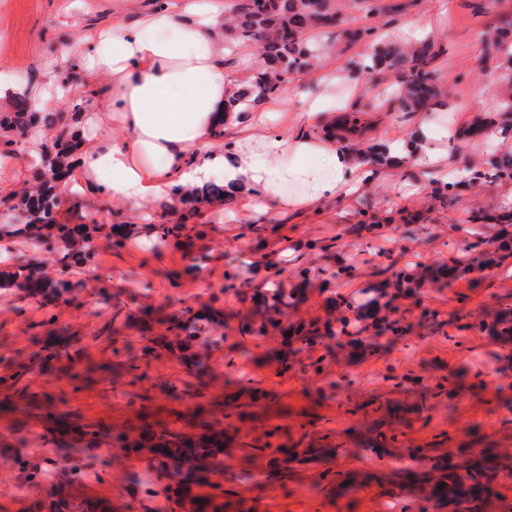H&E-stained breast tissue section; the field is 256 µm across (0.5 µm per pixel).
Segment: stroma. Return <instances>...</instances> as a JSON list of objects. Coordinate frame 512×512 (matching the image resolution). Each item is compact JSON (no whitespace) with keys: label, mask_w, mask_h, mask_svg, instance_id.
<instances>
[{"label":"stroma","mask_w":512,"mask_h":512,"mask_svg":"<svg viewBox=\"0 0 512 512\" xmlns=\"http://www.w3.org/2000/svg\"><path fill=\"white\" fill-rule=\"evenodd\" d=\"M113 0H0V75L16 71L14 90L39 84L59 66L60 35L77 39L88 27L112 21ZM380 11L357 16L398 41H434L441 53L440 107L431 119L448 130V151L490 170L500 148L465 136L471 123L498 112L502 83L512 77L504 61H484L481 42L491 22L512 15V0H374ZM512 218V181L487 179L439 192L427 172L407 165L386 171L355 201L331 213L283 217L259 214L257 232L234 208L204 212L185 232L196 246L133 236L115 247L98 240L95 256L72 265L70 288L44 300L18 288H0V512H35L51 480L33 484L24 461L47 466L64 461L81 472L71 487L81 500L110 503L112 512H155L157 500H140L132 475L153 478L145 458L113 457L106 449L72 453L48 444L54 419L73 418L109 428L130 425L140 407L153 419L186 428L205 406L222 415L225 405L250 417L224 451L247 480H225L226 512H419L416 485L400 483V460L410 448L477 456L484 448L512 454V342L489 326L512 309V258L490 276L456 269L461 255L484 260L482 226ZM280 270L286 290L305 287L288 309L292 323H335L349 308L377 301L396 332L371 325L362 337L336 334L314 350L296 353L291 369L275 357L282 338L242 333L241 317L261 316L250 296L225 290L226 275L249 287L269 275L261 258ZM455 268L450 283L424 285L410 298H394L397 273ZM211 315L196 346L203 378L176 357L151 359L142 381L124 369L126 352L146 337L163 336L158 314L185 309ZM484 330H475V323ZM60 357L35 360L46 348ZM322 361L309 368L310 358ZM444 385L439 397L425 389ZM408 418L398 444L374 449L382 423ZM288 428L289 442L331 433V447L317 464H289L283 480L267 477L265 461L246 463L241 442L262 437L269 426ZM350 478L342 493L319 485L321 472Z\"/></svg>","instance_id":"1"}]
</instances>
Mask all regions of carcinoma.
<instances>
[{
    "label": "carcinoma",
    "mask_w": 512,
    "mask_h": 512,
    "mask_svg": "<svg viewBox=\"0 0 512 512\" xmlns=\"http://www.w3.org/2000/svg\"><path fill=\"white\" fill-rule=\"evenodd\" d=\"M356 9L369 16L378 10L368 0H234L230 22L224 24V40L227 45L235 42H248L258 49L259 64L251 82L231 100L229 109L244 112L257 103L279 95L282 87L295 75L314 66L319 48L311 43L307 34L331 23L339 25L346 19L348 10ZM512 24L499 27L486 38L481 52L488 58H496L503 46L511 44L509 33ZM342 34L355 42L373 45L370 64L363 67L369 74L391 71L397 78L396 101L411 112H428L436 105L440 94L434 62L438 56L435 44L423 39L417 44L402 47L394 43L381 45V36L375 27H359L353 32ZM44 128H55L54 137L41 142V169L37 172L38 186L34 191L23 192V197L0 198V207L17 213L12 223L14 232L26 236L34 248H39L43 240L31 234V230L52 227L56 236L69 235L70 225L59 221L62 199L57 192L59 183L66 179L73 165L72 150L76 143L71 140L73 133L68 121L57 112H33L27 96L14 97L11 111L0 114V146L7 150L20 147ZM512 179V155L503 154L493 163V172L487 174L476 170L472 180L488 178ZM174 198L183 206V219L190 220L199 215L205 206L213 204L216 198L226 195L224 186L210 184L203 188L184 190L175 187ZM113 239L120 246L124 239V226L121 224L92 225L86 233L80 253L75 256L78 262L90 260L95 253L94 234ZM36 259L14 264L12 278L22 280L21 286L33 295L56 294L59 289L70 288L66 280L55 282L33 276ZM251 299L265 309V321L259 328L244 325V330L257 336H265L271 330L288 335V328L282 325L284 308L289 306L288 295L282 282L268 280L263 287L253 289ZM201 320L199 314L187 309L183 315L169 320L168 330L185 333L181 339L179 352L186 364L196 368L197 377L205 373V366L196 360L193 351L196 334L194 325ZM330 333L329 327H321L317 322L298 329L292 341L308 350L322 344ZM171 350L165 337L151 339V344L143 346L141 354L127 358L126 370L139 369V360L157 358L163 351ZM243 418V413L227 409L224 420L209 421L194 414L201 433L190 436L166 425H156L149 420V412L142 409L141 419L130 428L111 430L106 433L108 445L125 448L130 453L147 450L160 458V469L156 479L164 482L166 512H223L224 486L210 481L214 474L226 478L224 472V438L238 432L235 421ZM62 434L67 438V447L77 453H85L100 447L101 431L86 425H78L65 417L60 421ZM288 436V429L275 426L264 432L265 442L246 443L248 455L267 459L273 469H279L289 462L307 461L318 453L312 445L298 450L285 448L277 442ZM408 458H424L433 473V484L421 489V499H436L446 505L450 512H487L500 498L502 482L512 481V455L497 448H485L476 458L454 465L443 456H428L424 448H411ZM80 477L75 468H63L57 475L52 498L39 503L37 512H91L95 505L71 496V484ZM207 485L211 493L199 496L194 487Z\"/></svg>",
    "instance_id": "obj_1"
}]
</instances>
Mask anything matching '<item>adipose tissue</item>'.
<instances>
[{
	"label": "adipose tissue",
	"instance_id": "1",
	"mask_svg": "<svg viewBox=\"0 0 512 512\" xmlns=\"http://www.w3.org/2000/svg\"><path fill=\"white\" fill-rule=\"evenodd\" d=\"M228 0H164L127 15L118 9L111 25L65 45L64 59L78 80L48 72L26 94L37 110L60 101L83 104L76 129L82 142L64 194L94 192L136 204L133 223L152 234L144 213L174 207L173 187L224 185L240 213L301 215L330 202H351L377 173L360 163L329 130L336 102L322 94L307 112L288 114V96L244 112L225 106L251 79L254 49L224 48ZM412 161L437 179L469 178L439 141L444 131L420 114ZM223 129L226 151L213 150Z\"/></svg>",
	"mask_w": 512,
	"mask_h": 512
}]
</instances>
